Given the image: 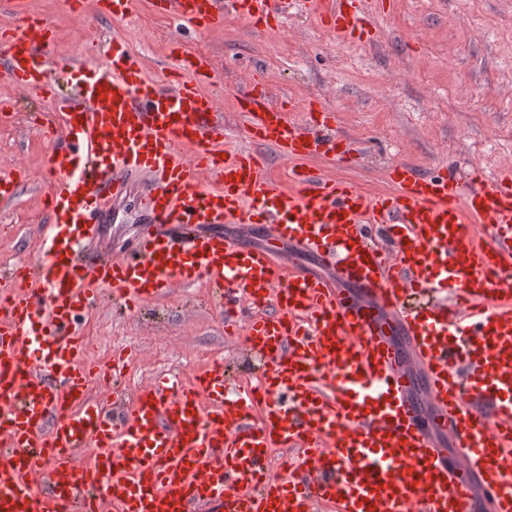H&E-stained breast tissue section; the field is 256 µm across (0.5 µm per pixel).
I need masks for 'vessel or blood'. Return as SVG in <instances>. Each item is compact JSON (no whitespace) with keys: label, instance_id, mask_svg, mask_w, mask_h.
Returning a JSON list of instances; mask_svg holds the SVG:
<instances>
[{"label":"vessel or blood","instance_id":"obj_1","mask_svg":"<svg viewBox=\"0 0 512 512\" xmlns=\"http://www.w3.org/2000/svg\"><path fill=\"white\" fill-rule=\"evenodd\" d=\"M159 3L204 34L225 9L261 26L296 0ZM305 5L341 40L373 10ZM52 43L24 18L6 57L16 88L53 92L65 146L48 159L38 285L0 289V512H512V171L465 179L401 162L394 191L371 196L314 165L354 150L333 110L298 123L246 89V136L307 163L287 191L229 150L223 114L198 90L218 77L209 56L181 59L161 85L118 42L49 70ZM134 179L146 224L132 253L111 256L98 214ZM232 218L264 246L226 237ZM289 244L335 280L289 261ZM199 281L223 286L225 326L245 325L265 360L255 384L218 362L188 384L155 379L119 413L91 397L73 318L90 289L136 304ZM273 447L298 451L287 479L270 472Z\"/></svg>","mask_w":512,"mask_h":512}]
</instances>
